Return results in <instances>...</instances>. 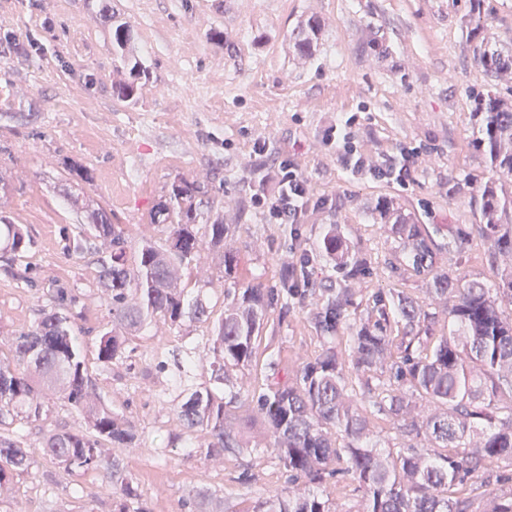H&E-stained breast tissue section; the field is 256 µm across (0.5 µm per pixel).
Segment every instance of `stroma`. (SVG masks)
Instances as JSON below:
<instances>
[{"mask_svg":"<svg viewBox=\"0 0 512 512\" xmlns=\"http://www.w3.org/2000/svg\"><path fill=\"white\" fill-rule=\"evenodd\" d=\"M469 0H0V215L21 225L32 246L0 254V359L12 339L44 313L67 316L85 358L90 390L136 428L137 441L113 449L140 493L144 512H252L257 501L287 495L291 476L260 425L230 423L245 447L211 449L208 431L187 430L177 411L188 389L211 386L210 338L224 313V256L202 247L179 274L205 321L156 318L127 337L125 356L97 359L95 341L112 327L99 284L108 240L90 234L86 210L111 209L130 245L164 241L154 215L182 183L208 187L195 221L223 218L242 277L279 287L284 267L310 256L316 290L267 312L250 366L230 379L241 396L268 378H294L327 344L310 314L336 281L314 244L341 225L372 272L350 280V320L366 319L377 292L405 289L425 300V282L392 271L393 243L375 211L386 200L421 224H462L460 248L437 235L439 266L494 282L492 263L469 199L489 178L477 135L474 95L488 79L476 43L512 47V0H485L475 30ZM130 22L138 98L112 94L126 79L112 54V21ZM315 18L322 33L299 59L290 36ZM224 33L212 39V31ZM349 126V138L337 129ZM381 162L413 148L409 184L355 174L344 142ZM263 151L254 152V143ZM297 163L317 203L297 228L274 223L253 196L269 188L279 162ZM89 168L92 182L68 175ZM192 362L190 373L180 363ZM37 418L0 417V438L34 450L33 465L0 491V512H113L116 496L101 470L65 474L40 448L56 432H82L83 416L59 393L41 390ZM512 492V463L483 461L458 494L475 512L484 490Z\"/></svg>","mask_w":512,"mask_h":512,"instance_id":"obj_1","label":"stroma"}]
</instances>
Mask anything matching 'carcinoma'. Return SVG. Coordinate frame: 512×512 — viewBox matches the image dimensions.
I'll return each mask as SVG.
<instances>
[{
    "label": "carcinoma",
    "instance_id": "carcinoma-1",
    "mask_svg": "<svg viewBox=\"0 0 512 512\" xmlns=\"http://www.w3.org/2000/svg\"><path fill=\"white\" fill-rule=\"evenodd\" d=\"M320 24L307 21L295 47L309 54L320 35ZM133 28L126 21L112 23V52L121 68L134 75L145 72L133 46ZM476 63L492 81L512 79V51L480 44L473 49ZM473 119L478 136L474 145L485 157L492 177L471 197L482 238L492 257L504 268L498 281L488 284L471 274L435 268L438 247L433 232L410 216L378 204L377 211L398 250L390 267L410 268L424 277L426 292L448 309V332L431 342L435 316L410 294L392 290L377 299L366 320L350 322L353 304L348 288H327L323 304L311 313L315 332L326 341L346 332L348 358L333 347L303 367L295 380L266 383L256 405L229 392L217 398L208 387L189 392L177 407L184 426L207 430L222 450L244 444L231 431L228 419L241 410L259 420L289 471L308 483L323 482L330 462L346 459V472L363 490L357 512H473L468 498L455 496L457 486L473 476L481 460H512V101L492 93L476 94ZM201 186L184 183L157 204V212L185 210L187 222L167 224L164 243L151 239L128 245L112 212L87 211L95 236L112 242L109 258L101 263V280L112 305V329L96 341L97 359L105 366L125 353V335L160 315L172 323L186 317H208L200 300L188 301L178 284L182 263L197 255L203 240L224 254V278L233 290L225 293L224 317L212 336V377L228 382L232 368L251 365L255 340L274 290L241 280L236 255L224 247L229 225L222 219L201 226L190 223L193 199ZM31 246L17 224L0 217V250L16 256ZM320 256L333 262L336 273L356 277L368 272L337 224H330L317 242ZM283 290L302 297L312 287L307 267L292 268L280 277ZM401 330V356L394 359L392 328ZM13 361L0 359V414L23 407L38 409L35 380L58 389L83 415L89 432L50 434L43 454L65 472L105 470L119 494L114 512H142L137 488L119 460L107 448L133 444L134 426L91 398L84 361L67 318L44 315L37 326L13 338ZM360 381L359 395L348 393L345 360ZM368 404L397 422L401 432L420 438L422 447L384 455L371 443L373 434L361 414ZM338 434V444L332 434ZM31 452L20 442L0 438V490L15 475L29 470ZM256 512H335L323 494L297 488L258 504ZM485 512H512V493H488Z\"/></svg>",
    "mask_w": 512,
    "mask_h": 512
}]
</instances>
